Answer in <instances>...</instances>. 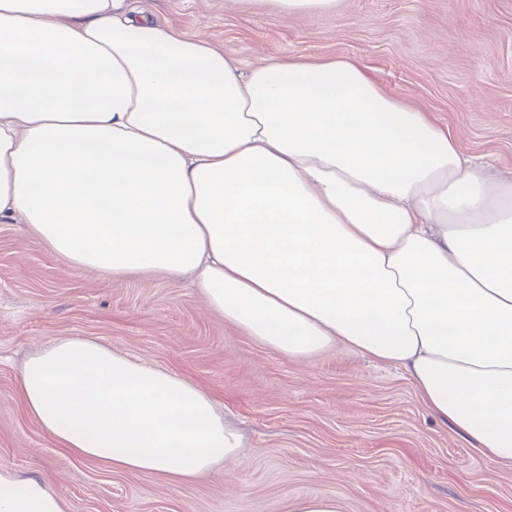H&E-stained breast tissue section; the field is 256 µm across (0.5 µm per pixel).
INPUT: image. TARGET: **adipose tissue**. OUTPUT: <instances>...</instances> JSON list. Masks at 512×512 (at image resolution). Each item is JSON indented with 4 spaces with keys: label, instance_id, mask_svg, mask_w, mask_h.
<instances>
[{
    "label": "adipose tissue",
    "instance_id": "obj_1",
    "mask_svg": "<svg viewBox=\"0 0 512 512\" xmlns=\"http://www.w3.org/2000/svg\"><path fill=\"white\" fill-rule=\"evenodd\" d=\"M0 219L77 270L193 276L304 362L392 364L512 466V185L347 58L242 68L123 0H0ZM26 413L78 459L193 482L241 438L188 379L66 336L24 363ZM0 469V512H68Z\"/></svg>",
    "mask_w": 512,
    "mask_h": 512
}]
</instances>
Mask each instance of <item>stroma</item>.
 I'll list each match as a JSON object with an SVG mask.
<instances>
[{"label":"stroma","mask_w":512,"mask_h":512,"mask_svg":"<svg viewBox=\"0 0 512 512\" xmlns=\"http://www.w3.org/2000/svg\"><path fill=\"white\" fill-rule=\"evenodd\" d=\"M249 67L345 57L387 95L430 112L512 182V0H339L289 13L272 0H129ZM65 336L98 339L210 392L240 456L190 484L74 458L24 410L19 368ZM55 482L69 512H512V467L432 417L396 368L337 347L290 360L210 311L190 281L113 280L71 268L0 223V468ZM340 502L336 496H310L298 500L292 512H340Z\"/></svg>","instance_id":"1"}]
</instances>
